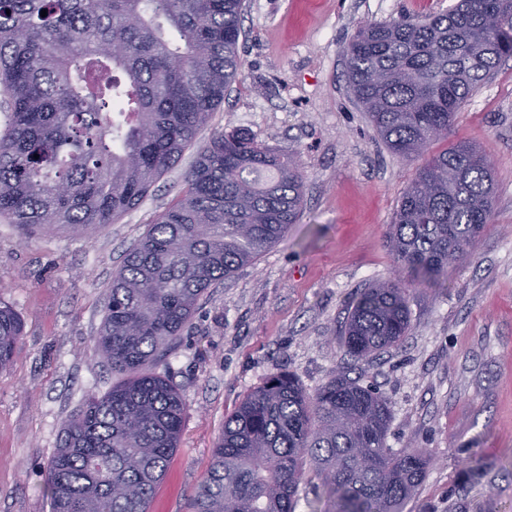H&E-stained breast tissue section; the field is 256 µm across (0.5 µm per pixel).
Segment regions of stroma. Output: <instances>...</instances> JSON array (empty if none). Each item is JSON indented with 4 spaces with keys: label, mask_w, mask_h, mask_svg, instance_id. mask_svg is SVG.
Instances as JSON below:
<instances>
[{
    "label": "stroma",
    "mask_w": 512,
    "mask_h": 512,
    "mask_svg": "<svg viewBox=\"0 0 512 512\" xmlns=\"http://www.w3.org/2000/svg\"><path fill=\"white\" fill-rule=\"evenodd\" d=\"M456 2L245 0L241 80L138 206L79 235L0 219V297L24 321L0 371V512H50L47 467L65 421L87 394L120 379L94 353L112 274L181 197L200 146L236 129L296 158L301 212L254 264L208 289L157 365L187 411L151 512H191L225 417L268 375L293 373L310 392L327 383L343 363L350 303L393 278L407 290L411 332L357 373L391 403L388 446L431 458L403 512H512V58L430 147L477 146L491 161L495 195L489 228L425 284L385 246L420 162L387 149L345 79L346 48L360 29L420 21Z\"/></svg>",
    "instance_id": "1"
}]
</instances>
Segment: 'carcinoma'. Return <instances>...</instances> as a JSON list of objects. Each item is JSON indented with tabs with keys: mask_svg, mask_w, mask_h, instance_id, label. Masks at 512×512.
I'll list each match as a JSON object with an SVG mask.
<instances>
[{
	"mask_svg": "<svg viewBox=\"0 0 512 512\" xmlns=\"http://www.w3.org/2000/svg\"><path fill=\"white\" fill-rule=\"evenodd\" d=\"M47 16H40L41 11ZM244 0H0V217L76 233L135 208L192 145L242 75ZM512 57V0H459L422 23L364 27L346 80L385 146L413 159ZM39 158H34V155ZM491 164L468 142L429 157L402 192L386 245L414 280L448 268L488 227ZM297 162L245 129L214 135L167 208L113 274L95 348L122 380L88 394L48 465L52 512H150L186 404L153 369L208 288L296 223ZM406 289L374 283L342 330L354 360L400 346ZM24 322L0 299V371ZM389 402L341 371L314 392L279 372L224 420L193 512H295L311 468L323 512H402L431 458L386 445Z\"/></svg>",
	"mask_w": 512,
	"mask_h": 512,
	"instance_id": "carcinoma-1",
	"label": "carcinoma"
}]
</instances>
